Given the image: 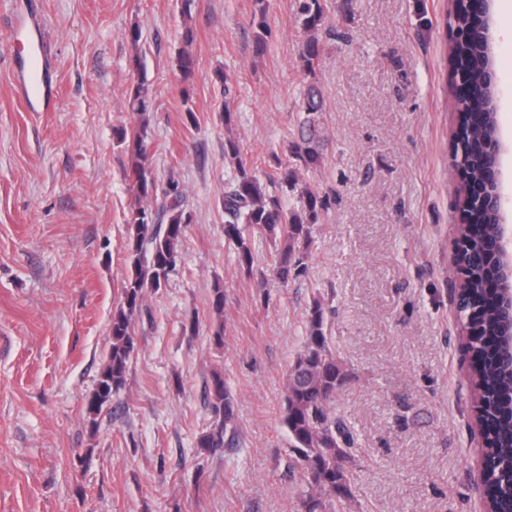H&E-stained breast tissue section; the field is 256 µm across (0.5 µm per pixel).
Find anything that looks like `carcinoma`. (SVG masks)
I'll list each match as a JSON object with an SVG mask.
<instances>
[{
  "mask_svg": "<svg viewBox=\"0 0 512 512\" xmlns=\"http://www.w3.org/2000/svg\"><path fill=\"white\" fill-rule=\"evenodd\" d=\"M324 2L295 0L296 27L306 35L300 66L310 82L299 104L298 140L291 143L278 190L267 189L246 169L235 139L224 141V159L236 169L234 179L224 184V237L235 246L239 265L248 271L254 261L251 232L256 229L278 241L271 267L283 284L306 273L311 229L319 223L326 207V199L299 178L301 169L316 168L323 159L321 115L325 108L317 68L323 51L320 35L332 30ZM256 5L252 25L254 48L259 54L266 49L268 34L266 0H257ZM453 16L459 30L470 28L474 15L469 0H453ZM128 38L135 49L132 65L137 80L126 92L125 107L133 115L135 125L130 130H117L115 137L128 157L125 179L132 195L126 219L130 274L123 283L124 301L112 314L110 348L104 366L86 404L92 431L97 428L98 416L125 387L135 351L133 322L147 311L146 292L160 288L176 271L181 260V241L187 225L193 221L179 184L171 179L167 188L159 189L148 162L147 138L154 98L139 50L140 27L132 26ZM183 41L185 48L176 56V68L188 86L196 67V59L189 50L193 32L188 25L184 26ZM450 62L454 74L467 87V93L457 99L459 126L465 128L472 115L480 116L481 131L473 137L466 132L453 143L454 158L463 166V179L476 186L483 180L486 143L498 134L493 106V57L487 41L467 38L453 43ZM463 212V224L457 228L459 236L467 235L469 224L484 225L490 235L498 231V212L489 203L476 199ZM455 263L466 265L465 279L455 288L457 317L473 355L483 357L482 363L470 372L476 409L489 415L493 422V429L486 432L484 439L488 455L495 462V475L484 485V503L490 512H512V374L499 360L497 345L488 343L508 331V324L487 302L493 262L483 255L481 243L475 241L455 255ZM328 313L324 301L313 297L303 348L288 369L284 425L291 447V465L300 468L305 478L302 512H349L352 507L348 463L353 460L355 441L346 419L334 408L336 394L349 373L326 336ZM209 397L212 422L198 441V447L206 453L224 447L225 438H234L236 429L234 397L218 374L212 378Z\"/></svg>",
  "mask_w": 512,
  "mask_h": 512,
  "instance_id": "1",
  "label": "carcinoma"
}]
</instances>
